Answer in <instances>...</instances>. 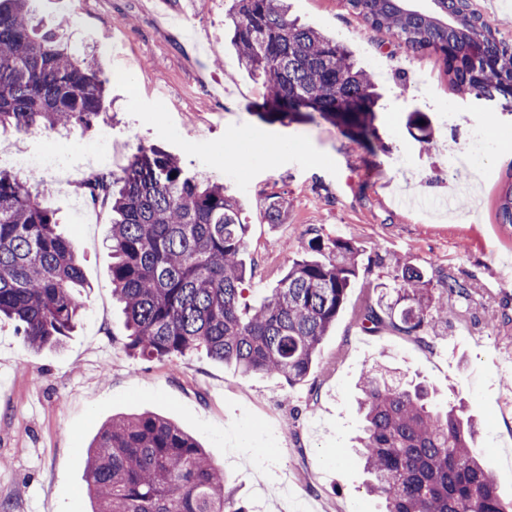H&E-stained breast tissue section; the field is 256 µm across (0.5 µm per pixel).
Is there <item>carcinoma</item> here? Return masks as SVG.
<instances>
[{"mask_svg": "<svg viewBox=\"0 0 512 512\" xmlns=\"http://www.w3.org/2000/svg\"><path fill=\"white\" fill-rule=\"evenodd\" d=\"M29 2L0 0V131L95 128L105 79L93 58L69 52L55 32L34 24ZM345 2L398 45L441 55L458 92L512 104L502 94L512 46L496 39L471 0H432V15L409 8L408 0ZM227 21L239 62L265 85L260 120L284 124L316 114L376 147L381 94L343 41L299 24L287 0H234ZM472 37L484 44L480 56L470 54ZM407 125L430 139L428 113H409ZM84 195L112 213V293L123 304L128 349L146 359L204 348L245 376H278L292 386L310 375L359 278L363 298L353 321L370 334L419 339L448 321V299L472 301L471 285L453 274L434 281L376 246L316 232L270 294L251 306L244 301V284L255 275L244 259L249 225L236 202L224 185L202 182L158 147L138 148L127 173L93 178ZM284 209L282 197H270L269 223H280ZM497 219L512 225V183ZM57 225L45 195L0 168V319L15 321L36 350L60 345L84 307L82 265ZM358 390V454L384 512H512L463 407L433 409L427 385L404 383L382 365L365 370ZM85 480L91 512H245L225 492L223 469L152 412L102 427Z\"/></svg>", "mask_w": 512, "mask_h": 512, "instance_id": "carcinoma-1", "label": "carcinoma"}]
</instances>
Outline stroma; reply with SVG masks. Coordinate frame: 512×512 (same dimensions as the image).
<instances>
[{"label": "stroma", "mask_w": 512, "mask_h": 512, "mask_svg": "<svg viewBox=\"0 0 512 512\" xmlns=\"http://www.w3.org/2000/svg\"><path fill=\"white\" fill-rule=\"evenodd\" d=\"M292 17L342 40L382 86L374 155L322 119L287 126L260 121L264 89L238 62L224 31L230 0H32L45 28L72 49L93 51L107 80L98 130L112 137L116 166L139 146L156 145L183 166L223 184L250 231L245 259L256 266L248 301L258 304L310 231L378 244L412 260L428 277L453 274L475 289L447 325L418 342L361 332L352 305L324 336L308 381L241 375L205 349L147 360L127 348L112 298L110 217L87 223L83 194L39 183L72 239L85 279V307L57 348L26 345L0 321V512H90L84 481L88 448L111 418L152 412L190 434L223 469L226 490L245 512H380L368 475L354 459L362 430L358 382L381 361L435 390V404L463 402L481 422L479 446L498 490L512 500V226L496 223V199L512 179V116L459 95L441 59L413 54L349 13L341 0H288ZM446 111L494 126L480 158L449 164L448 140L465 126ZM410 112L429 113L433 145L411 135ZM95 134L72 127L39 136L0 132V151L44 147L94 163ZM477 183L451 214L432 217L398 204L399 194L439 197L444 176ZM286 201L269 223L271 196Z\"/></svg>", "instance_id": "obj_1"}]
</instances>
